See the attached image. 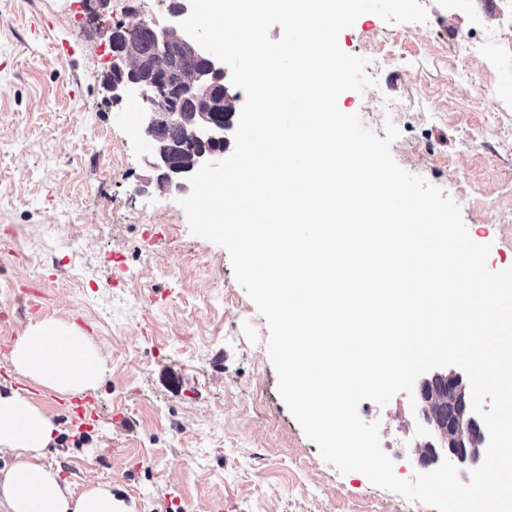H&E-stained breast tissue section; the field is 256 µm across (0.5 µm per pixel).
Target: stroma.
Instances as JSON below:
<instances>
[{
	"instance_id": "obj_1",
	"label": "stroma",
	"mask_w": 512,
	"mask_h": 512,
	"mask_svg": "<svg viewBox=\"0 0 512 512\" xmlns=\"http://www.w3.org/2000/svg\"><path fill=\"white\" fill-rule=\"evenodd\" d=\"M421 2L424 23L367 13L341 32L345 52L384 47L394 62L338 106L371 130L398 127L397 163L458 203L500 271L512 267V70L468 45L512 32V0ZM168 4L112 0L98 18L73 0H0V361L49 317L102 357L93 427L72 424L50 389L37 398L57 428L45 464L76 494L110 485L125 512H437L321 458L278 393L268 325L227 251L192 235L179 192L157 187L140 105L109 101L111 27L164 20ZM58 40L73 54L57 55ZM78 234L84 249L67 259ZM358 411L380 420L397 477L420 471L424 425L406 394Z\"/></svg>"
}]
</instances>
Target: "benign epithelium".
<instances>
[{"label":"benign epithelium","instance_id":"1","mask_svg":"<svg viewBox=\"0 0 512 512\" xmlns=\"http://www.w3.org/2000/svg\"><path fill=\"white\" fill-rule=\"evenodd\" d=\"M190 12L191 0H174V6L168 8L164 22L153 20L145 27L146 36L151 41L155 53L152 67L156 79L153 81L141 78L143 61L128 46L129 30L123 27L112 30L109 39L111 58L108 66V72L112 77L104 81V88L111 102L119 103L134 99L141 104V136L153 157V168L166 173V178L160 181V185L180 192L188 189L190 173L179 168L173 158L157 149L158 127L166 121L175 119L183 100H197L200 122L191 131V137L194 141L204 144L205 148L195 156L194 166L199 168L206 162L223 160L224 143L227 142L224 126L227 125L228 114L207 102L202 95L206 87L212 83L233 89L232 83L226 81L225 64L203 50L180 28L179 23L187 18ZM179 51L205 58L209 68L203 72L176 71L173 59ZM439 436L441 458H447L457 466L461 465L463 459L456 448L470 442V423L460 420L448 430H439Z\"/></svg>","mask_w":512,"mask_h":512}]
</instances>
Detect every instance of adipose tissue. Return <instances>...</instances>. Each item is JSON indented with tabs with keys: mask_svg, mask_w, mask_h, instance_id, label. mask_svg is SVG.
Here are the masks:
<instances>
[{
	"mask_svg": "<svg viewBox=\"0 0 512 512\" xmlns=\"http://www.w3.org/2000/svg\"><path fill=\"white\" fill-rule=\"evenodd\" d=\"M16 373L61 394L96 388L102 358L90 338L74 323L46 318L30 325L15 344ZM56 427L31 399L0 393V453L15 463L0 476V512H118L109 485L73 495L57 470L43 462Z\"/></svg>",
	"mask_w": 512,
	"mask_h": 512,
	"instance_id": "ef3b65f1",
	"label": "adipose tissue"
}]
</instances>
